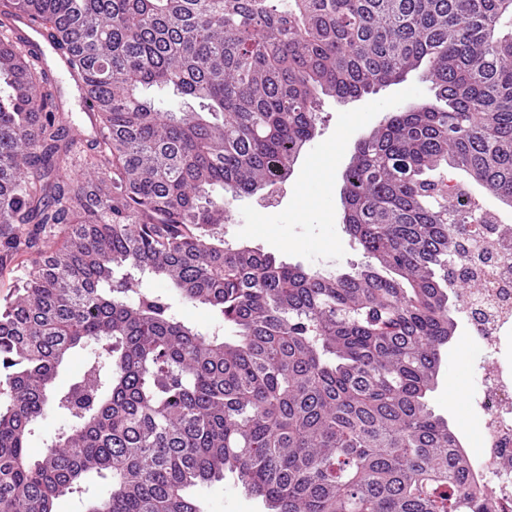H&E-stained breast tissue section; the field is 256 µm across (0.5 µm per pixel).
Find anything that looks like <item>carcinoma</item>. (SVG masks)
<instances>
[{
  "label": "carcinoma",
  "instance_id": "carcinoma-1",
  "mask_svg": "<svg viewBox=\"0 0 512 512\" xmlns=\"http://www.w3.org/2000/svg\"><path fill=\"white\" fill-rule=\"evenodd\" d=\"M17 15L83 82L95 140L72 135ZM506 17L512 0H0V271H20L0 301V512L92 485L86 512H201L191 489L227 473L268 512H496L427 396L460 311L448 259L482 221L432 173L512 209ZM419 68L435 100L385 117L343 174L364 264L307 271L224 240L232 200L291 175L316 89L360 99ZM153 86L192 104L161 112ZM77 348L85 370L57 391ZM50 408L68 425L34 458ZM174 309L183 319L190 321L202 331H212L217 326L209 310L201 305L184 303L175 299Z\"/></svg>",
  "mask_w": 512,
  "mask_h": 512
}]
</instances>
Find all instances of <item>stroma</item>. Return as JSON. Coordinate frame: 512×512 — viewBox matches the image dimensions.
Segmentation results:
<instances>
[{
    "label": "stroma",
    "instance_id": "obj_1",
    "mask_svg": "<svg viewBox=\"0 0 512 512\" xmlns=\"http://www.w3.org/2000/svg\"><path fill=\"white\" fill-rule=\"evenodd\" d=\"M435 91L421 71L399 84L380 88L357 100L339 101L318 94L315 135L279 185L232 201L221 232L226 241L244 244L290 265L348 272L364 263L358 242L341 220L343 172L354 146L389 113L413 102L433 99ZM457 329L447 349L435 389L427 396L435 415L447 420L471 459H479L483 411L480 406L482 367L488 362L512 363V325L504 334L507 348L494 352L478 339L466 314H456ZM458 394L450 404L449 394ZM195 495L205 512H265L260 499L246 494L233 476L204 485Z\"/></svg>",
    "mask_w": 512,
    "mask_h": 512
}]
</instances>
